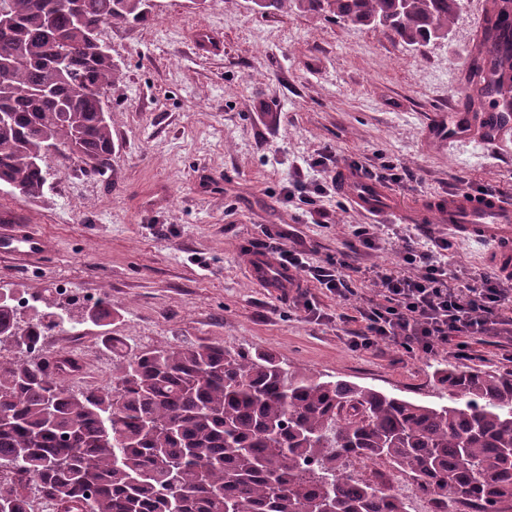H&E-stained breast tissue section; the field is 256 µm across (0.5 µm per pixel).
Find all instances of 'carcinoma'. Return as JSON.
I'll list each match as a JSON object with an SVG mask.
<instances>
[{
    "label": "carcinoma",
    "instance_id": "1",
    "mask_svg": "<svg viewBox=\"0 0 512 512\" xmlns=\"http://www.w3.org/2000/svg\"><path fill=\"white\" fill-rule=\"evenodd\" d=\"M16 19L0 33L12 58L0 79V184L37 200L48 142L65 160L110 166L112 121L100 91L122 78L102 55L106 28L144 21L148 0H0ZM462 0H263V11L308 12L382 29L404 47L445 39ZM89 28H73L74 12ZM512 58V12L491 11L471 50L478 104L512 110L501 61ZM54 316L21 322L0 303V345L38 342ZM112 388L76 389L67 360L47 370L23 351L0 358V473L34 483L65 512H409L358 478L378 461L415 479L448 512L465 501L500 512L512 500V371L444 368L448 403L427 405L220 343L133 351ZM0 512H30L0 483Z\"/></svg>",
    "mask_w": 512,
    "mask_h": 512
}]
</instances>
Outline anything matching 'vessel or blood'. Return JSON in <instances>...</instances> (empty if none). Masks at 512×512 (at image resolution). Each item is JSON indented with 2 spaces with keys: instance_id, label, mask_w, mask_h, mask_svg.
<instances>
[{
  "instance_id": "b4317fda",
  "label": "vessel or blood",
  "mask_w": 512,
  "mask_h": 512,
  "mask_svg": "<svg viewBox=\"0 0 512 512\" xmlns=\"http://www.w3.org/2000/svg\"><path fill=\"white\" fill-rule=\"evenodd\" d=\"M429 129L435 135L451 133L479 143L492 139L503 147L512 144V118L503 121L493 112H435ZM336 176L356 208L370 217L382 218L383 189L361 184L357 175L345 168L337 169ZM432 221L447 225L456 236L488 243L490 264L502 277L512 276V198L475 197L454 191L434 204ZM49 248V241L26 225L10 221L0 225V255L19 254L33 259ZM247 270L254 284L263 289L288 284L293 277L292 272L264 261L249 263Z\"/></svg>"
}]
</instances>
